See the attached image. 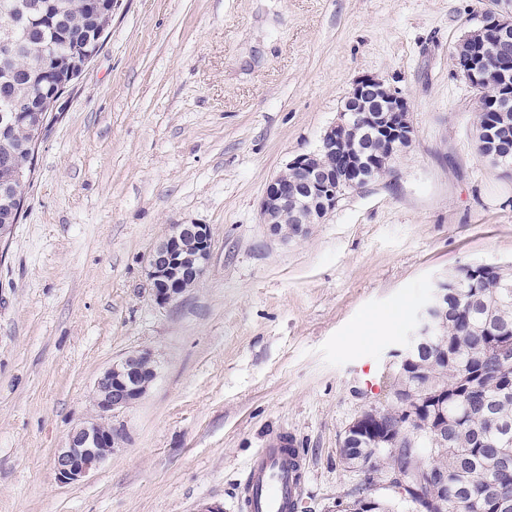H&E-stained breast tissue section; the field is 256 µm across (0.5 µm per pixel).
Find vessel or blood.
<instances>
[{"mask_svg":"<svg viewBox=\"0 0 512 512\" xmlns=\"http://www.w3.org/2000/svg\"><path fill=\"white\" fill-rule=\"evenodd\" d=\"M303 459L287 434H279L249 460L242 492L248 512H294Z\"/></svg>","mask_w":512,"mask_h":512,"instance_id":"b4317fda","label":"vessel or blood"}]
</instances>
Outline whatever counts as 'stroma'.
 Returning a JSON list of instances; mask_svg holds the SVG:
<instances>
[{"mask_svg":"<svg viewBox=\"0 0 512 512\" xmlns=\"http://www.w3.org/2000/svg\"><path fill=\"white\" fill-rule=\"evenodd\" d=\"M512 0H112L97 55L53 112L0 256V512H244L250 457L288 434L297 512H330L366 474L349 425L436 279L512 262V173L475 143L454 45ZM407 97L416 136L394 173L284 239L267 182L317 149L353 83ZM209 225L203 277L161 304L150 251ZM157 377L109 419L124 436L82 481L54 452L98 409L113 361Z\"/></svg>","mask_w":512,"mask_h":512,"instance_id":"stroma-1","label":"stroma"}]
</instances>
